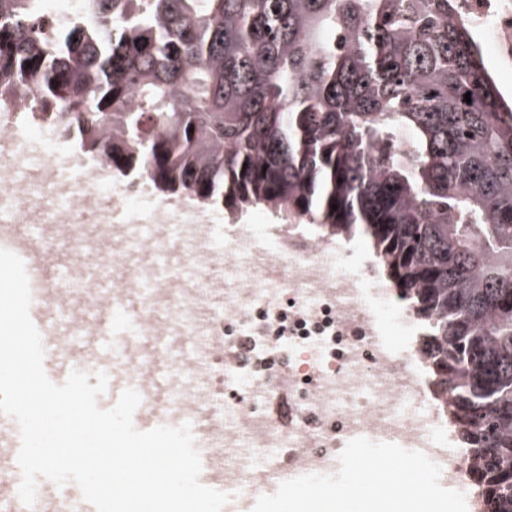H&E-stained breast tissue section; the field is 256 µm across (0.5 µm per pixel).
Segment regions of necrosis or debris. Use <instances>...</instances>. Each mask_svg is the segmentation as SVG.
<instances>
[{
  "label": "necrosis or debris",
  "mask_w": 512,
  "mask_h": 512,
  "mask_svg": "<svg viewBox=\"0 0 512 512\" xmlns=\"http://www.w3.org/2000/svg\"><path fill=\"white\" fill-rule=\"evenodd\" d=\"M454 14L501 66L512 65V0H455ZM61 149L74 165L68 178L46 156L33 183L10 176L23 155L0 151V201H13L19 222L67 225L56 245L74 270L122 278L111 294L84 293L117 309L136 299L131 367L171 371L177 383L156 392V404L172 421L206 418L205 446L225 491L256 498L269 468L323 474L348 449L371 445L430 456L426 466L398 462L388 494L432 469L451 487L470 480L467 454L433 396L418 320L390 304L358 245L299 224H215L146 181L113 179L104 157L71 143ZM116 210L149 215L152 235L113 226Z\"/></svg>",
  "instance_id": "obj_1"
}]
</instances>
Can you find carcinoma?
I'll return each mask as SVG.
<instances>
[{
  "label": "carcinoma",
  "mask_w": 512,
  "mask_h": 512,
  "mask_svg": "<svg viewBox=\"0 0 512 512\" xmlns=\"http://www.w3.org/2000/svg\"><path fill=\"white\" fill-rule=\"evenodd\" d=\"M83 2L48 29L0 0V96L35 82L49 130L157 193L366 236L483 512H512V104L454 0Z\"/></svg>",
  "instance_id": "cac0c4a2"
}]
</instances>
